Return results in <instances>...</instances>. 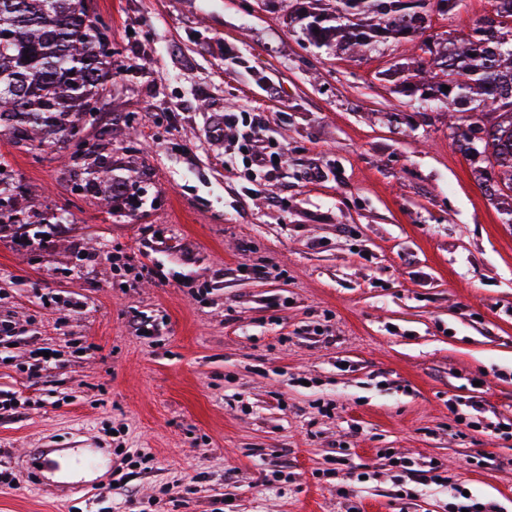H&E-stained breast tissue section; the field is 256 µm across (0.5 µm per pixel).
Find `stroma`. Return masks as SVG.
<instances>
[{"mask_svg": "<svg viewBox=\"0 0 512 512\" xmlns=\"http://www.w3.org/2000/svg\"><path fill=\"white\" fill-rule=\"evenodd\" d=\"M295 3L91 0L112 86L81 138L107 168L0 134L31 240L0 239V472L27 448L103 469L63 495L50 470L0 481V512H446L404 457L512 512V199L400 92L407 46H316ZM491 12L461 0L429 33ZM228 112L263 114L281 169L225 165ZM473 398L506 434L457 429ZM341 445L375 468L346 498Z\"/></svg>", "mask_w": 512, "mask_h": 512, "instance_id": "stroma-1", "label": "stroma"}]
</instances>
